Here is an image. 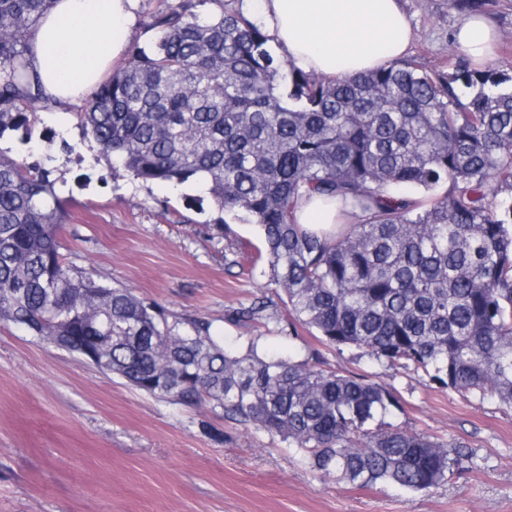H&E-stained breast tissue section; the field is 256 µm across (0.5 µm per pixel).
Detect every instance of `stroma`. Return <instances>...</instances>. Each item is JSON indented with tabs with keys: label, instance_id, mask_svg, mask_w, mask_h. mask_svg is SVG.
I'll return each instance as SVG.
<instances>
[{
	"label": "stroma",
	"instance_id": "obj_1",
	"mask_svg": "<svg viewBox=\"0 0 512 512\" xmlns=\"http://www.w3.org/2000/svg\"><path fill=\"white\" fill-rule=\"evenodd\" d=\"M400 3L409 56L447 68L463 13L449 0ZM483 14L498 33L495 60L512 61V0H487ZM39 117L29 157L47 163L69 201L59 242L70 265L170 317L211 321L227 346L253 339L264 358L316 356L392 385L402 409L389 423L464 445L474 465L427 492L358 488L311 471L280 437L140 392L10 325L0 326V512H512V407L337 351L286 315L237 326L238 308L280 295L256 259L257 226H219L196 184L133 179L84 135L76 106Z\"/></svg>",
	"mask_w": 512,
	"mask_h": 512
}]
</instances>
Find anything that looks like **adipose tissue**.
<instances>
[{
	"label": "adipose tissue",
	"instance_id": "obj_1",
	"mask_svg": "<svg viewBox=\"0 0 512 512\" xmlns=\"http://www.w3.org/2000/svg\"><path fill=\"white\" fill-rule=\"evenodd\" d=\"M139 0H56L29 36L30 70L52 104L87 101L123 56ZM297 70L353 77L402 57L412 31L399 0H241ZM495 33L480 16L458 28L460 48L486 61Z\"/></svg>",
	"mask_w": 512,
	"mask_h": 512
}]
</instances>
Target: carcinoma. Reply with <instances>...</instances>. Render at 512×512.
<instances>
[{
    "mask_svg": "<svg viewBox=\"0 0 512 512\" xmlns=\"http://www.w3.org/2000/svg\"><path fill=\"white\" fill-rule=\"evenodd\" d=\"M54 0H0V138L48 106L27 71L29 35ZM206 17L184 2L150 12L149 47L78 110L135 180L203 182L218 211L258 226L290 315L339 351L423 372L443 389L512 405V65L448 70L415 57L356 77L295 70L233 0ZM51 171L0 153V324L160 399L221 410L288 442L322 476L412 492L468 468L471 454L389 424L394 387L292 356L239 353L201 318L169 322L59 252L67 200ZM447 187L439 195L437 189ZM407 190L423 191L414 199ZM333 199L356 218L332 232L296 221ZM279 319L261 299L246 326Z\"/></svg>",
    "mask_w": 512,
    "mask_h": 512,
    "instance_id": "obj_1",
    "label": "carcinoma"
}]
</instances>
